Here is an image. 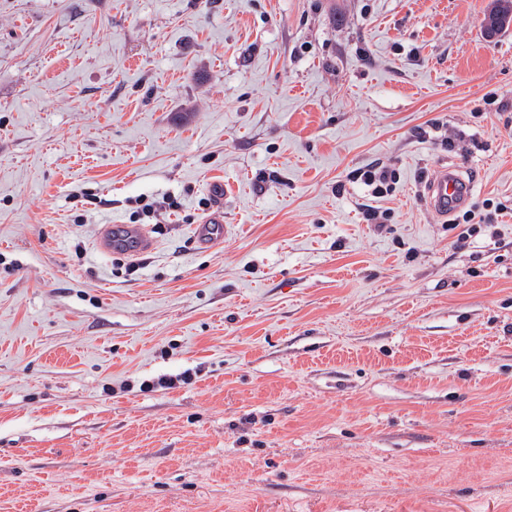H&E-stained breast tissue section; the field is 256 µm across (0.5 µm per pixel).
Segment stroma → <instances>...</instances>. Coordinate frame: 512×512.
<instances>
[{"mask_svg": "<svg viewBox=\"0 0 512 512\" xmlns=\"http://www.w3.org/2000/svg\"><path fill=\"white\" fill-rule=\"evenodd\" d=\"M489 4L0 0V512H512ZM114 220L155 249L101 250ZM360 177L363 183L371 187V192L376 197H384L392 190V184L396 180L395 172L388 167L368 166L362 172ZM472 185L460 172L454 169H440L427 187L429 207L436 213H448L465 204ZM227 230V226H224V210L218 204L209 218L194 226V238L202 248H210L224 238Z\"/></svg>", "mask_w": 512, "mask_h": 512, "instance_id": "stroma-1", "label": "stroma"}]
</instances>
